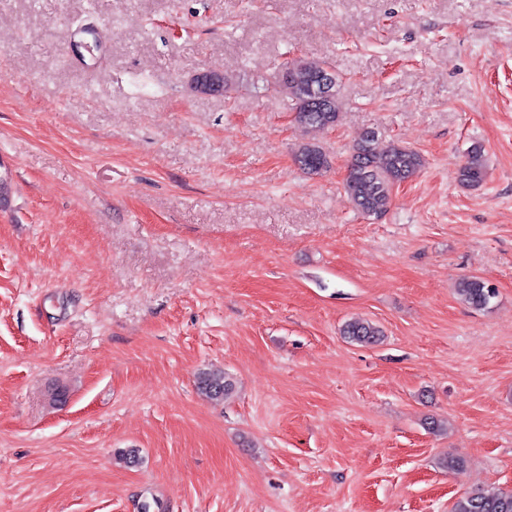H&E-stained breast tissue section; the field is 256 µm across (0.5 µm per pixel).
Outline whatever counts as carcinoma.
<instances>
[{"mask_svg": "<svg viewBox=\"0 0 512 512\" xmlns=\"http://www.w3.org/2000/svg\"><path fill=\"white\" fill-rule=\"evenodd\" d=\"M327 70L325 62L303 59L299 62L296 76L288 82V99L293 106H301L311 97L309 87L318 82L321 72ZM338 81L329 84V98L317 105V110L307 112L300 127L303 131L320 130L337 124L339 106L336 87ZM378 134L367 131L353 146L347 163L343 187L355 209L367 216L385 214L392 200V186L415 177L424 166L422 155L395 141L382 148L376 147ZM294 162L309 176H319L330 169L328 157L314 142L301 143L295 152ZM488 166L482 145L472 143L465 152V160L456 171L457 182L467 188L481 186L487 178ZM460 300L476 310H484L495 297L489 283L477 277H463L456 288ZM349 341L372 345L383 335L381 327L368 320L354 319L342 328ZM199 391L211 400L220 401L232 393L233 380L222 371H204L198 375ZM452 512H512V492L472 493L456 500Z\"/></svg>", "mask_w": 512, "mask_h": 512, "instance_id": "carcinoma-1", "label": "carcinoma"}]
</instances>
